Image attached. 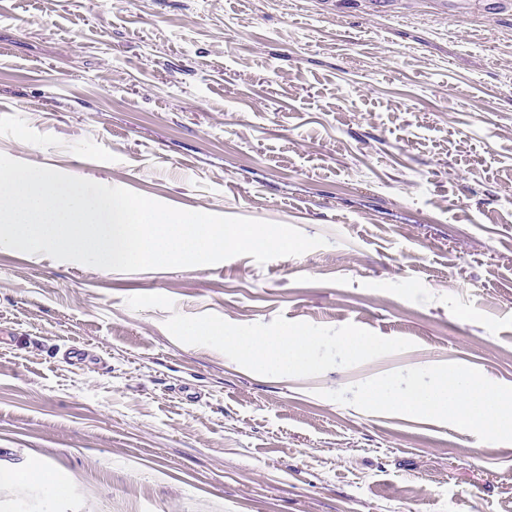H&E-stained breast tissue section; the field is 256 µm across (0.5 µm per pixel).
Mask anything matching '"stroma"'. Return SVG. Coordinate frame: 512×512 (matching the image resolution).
<instances>
[{
	"label": "stroma",
	"instance_id": "35a3bbf8",
	"mask_svg": "<svg viewBox=\"0 0 512 512\" xmlns=\"http://www.w3.org/2000/svg\"><path fill=\"white\" fill-rule=\"evenodd\" d=\"M0 154L327 240L136 272L0 248V468L65 489L0 512H512L511 430L364 393L512 392V15L0 0ZM212 328L310 333L315 366Z\"/></svg>",
	"mask_w": 512,
	"mask_h": 512
}]
</instances>
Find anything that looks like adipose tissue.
Wrapping results in <instances>:
<instances>
[{
	"instance_id": "adipose-tissue-1",
	"label": "adipose tissue",
	"mask_w": 512,
	"mask_h": 512,
	"mask_svg": "<svg viewBox=\"0 0 512 512\" xmlns=\"http://www.w3.org/2000/svg\"><path fill=\"white\" fill-rule=\"evenodd\" d=\"M318 342V337L308 333L270 336L260 345L245 336L224 339L225 345L234 347L257 363L284 362L289 368L301 371L310 366L311 352ZM366 393L370 401L379 406L392 407L402 402L383 384L370 385ZM402 403L412 409H427L439 416H452L463 424L482 425L493 430L512 421L511 396L492 390L481 378L454 372L440 377L435 395L418 394Z\"/></svg>"
}]
</instances>
